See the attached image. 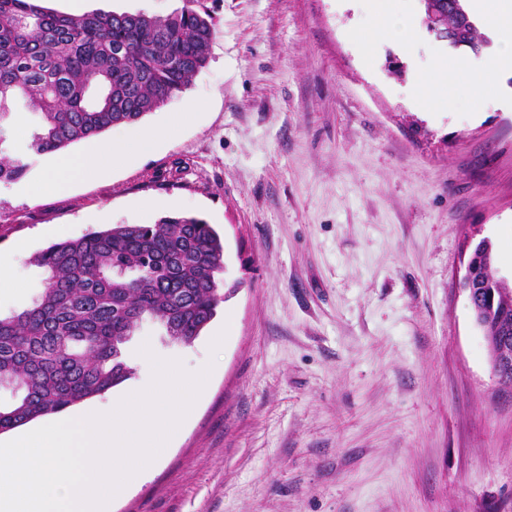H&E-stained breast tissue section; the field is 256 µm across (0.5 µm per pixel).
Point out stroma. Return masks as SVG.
I'll use <instances>...</instances> for the list:
<instances>
[{"mask_svg":"<svg viewBox=\"0 0 512 512\" xmlns=\"http://www.w3.org/2000/svg\"><path fill=\"white\" fill-rule=\"evenodd\" d=\"M208 62L182 96L112 138L153 149L45 188L52 157L0 185V312L45 286L30 257L109 224L195 215L223 235L238 291L192 343L143 321L130 379L156 356L211 366L164 459L112 512H512V387L491 372L459 287L467 238L512 278V108L457 92L412 103L416 74L452 50L419 21L410 57L362 55L366 0H202ZM167 16L184 0H45ZM160 201L161 209L144 203ZM226 338L218 353L210 342Z\"/></svg>","mask_w":512,"mask_h":512,"instance_id":"obj_1","label":"stroma"}]
</instances>
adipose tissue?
<instances>
[{
    "mask_svg": "<svg viewBox=\"0 0 512 512\" xmlns=\"http://www.w3.org/2000/svg\"><path fill=\"white\" fill-rule=\"evenodd\" d=\"M371 2L374 17L372 32L367 36L358 35V42L367 48L372 40L381 39L392 43L399 51H406L415 38L413 19L393 11L390 0ZM467 10L494 34L497 49L480 65H472L467 55L462 54L451 61L438 62L429 74L416 78L412 96L422 108L432 110L448 103L452 96L449 74L463 77L462 89L465 93L481 94L496 91L500 77L512 73V0H468ZM153 139L154 135L150 132L134 140L113 138L98 143L94 154L89 157L79 160L59 158L47 175V183L51 188L64 189L76 174L93 172L108 159L123 161Z\"/></svg>",
    "mask_w": 512,
    "mask_h": 512,
    "instance_id": "adipose-tissue-1",
    "label": "adipose tissue"
}]
</instances>
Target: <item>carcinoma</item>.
Instances as JSON below:
<instances>
[{
  "label": "carcinoma",
  "instance_id": "cac0c4a2",
  "mask_svg": "<svg viewBox=\"0 0 512 512\" xmlns=\"http://www.w3.org/2000/svg\"><path fill=\"white\" fill-rule=\"evenodd\" d=\"M0 0V184L28 173L32 156L94 140L119 125L138 124L180 96L205 67L213 34L200 0L166 16L89 12L79 16ZM443 4L456 31L448 46L473 52L486 44L463 0ZM40 115L25 150L15 147L13 105ZM495 246L481 239L472 273L482 291L484 322L495 335L512 329V294L495 275ZM30 262L45 288L19 311L0 314V378L18 387L0 404V433L61 412L128 380L121 348L145 318L167 336L191 343L241 285L226 286L224 240L206 221L162 216L152 224H112L53 243Z\"/></svg>",
  "mask_w": 512,
  "mask_h": 512
}]
</instances>
